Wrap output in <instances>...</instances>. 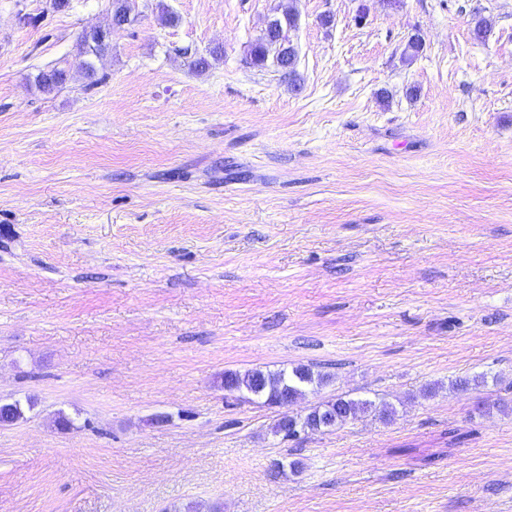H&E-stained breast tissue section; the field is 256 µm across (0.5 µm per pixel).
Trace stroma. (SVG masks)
Masks as SVG:
<instances>
[{
    "label": "stroma",
    "instance_id": "obj_1",
    "mask_svg": "<svg viewBox=\"0 0 512 512\" xmlns=\"http://www.w3.org/2000/svg\"><path fill=\"white\" fill-rule=\"evenodd\" d=\"M53 3L0 0V512H512V0H132L94 86L112 0ZM298 365L392 417L224 390ZM280 40L274 42V40ZM273 52V62L288 74L289 78L295 80V48L288 42L284 32V26L280 19H274L266 28L260 40L252 44L249 50L251 64L262 66L268 60L269 54ZM122 26H123L122 23H119L118 21L114 20L109 29H106V30L100 29V28L99 29H90L89 31H85V34L88 36H91L94 34V32H97L100 35L109 33V37H112V28L115 29V28H120ZM109 37L106 36L104 38H97L95 36L87 37V36L82 35L80 38V43H79L80 54H84V55L92 54L98 60L101 59L104 56L105 52L109 48V40H108ZM372 406L373 403L371 401H355L351 399H345L342 396H338L335 399L327 401L326 403H323L314 408H319L320 414L325 412L330 414L328 424L324 427L322 426L318 428L314 421L308 420L307 423L309 428L307 430L330 429L332 427L345 424L350 420H354L360 414L368 412Z\"/></svg>",
    "mask_w": 512,
    "mask_h": 512
}]
</instances>
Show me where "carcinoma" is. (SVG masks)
I'll return each mask as SVG.
<instances>
[{
	"label": "carcinoma",
	"mask_w": 512,
	"mask_h": 512,
	"mask_svg": "<svg viewBox=\"0 0 512 512\" xmlns=\"http://www.w3.org/2000/svg\"><path fill=\"white\" fill-rule=\"evenodd\" d=\"M295 22L293 15L288 14L285 20L275 19L271 21L260 40L251 45L249 57L251 64L262 66L273 57V62L288 74V77L295 78V48L288 42L284 32V26H292ZM491 32L490 21L477 14L472 19L471 33L476 40L484 41ZM109 48L108 38H97L95 36H81L79 52L84 55H94L100 59ZM65 80V71L52 69L41 72L36 76V82L45 93L53 92ZM330 376L321 372H315L306 366H300L291 372L284 371L270 372L260 369L248 370L244 373L226 372L224 380L231 382L235 387L247 393L256 394V399L268 405H275L283 393L296 400L304 393L314 387L326 383ZM373 403L370 401H355L338 396L326 403L319 405L320 412L329 413L330 418L326 428L342 425L359 415L368 412Z\"/></svg>",
	"instance_id": "carcinoma-1"
}]
</instances>
